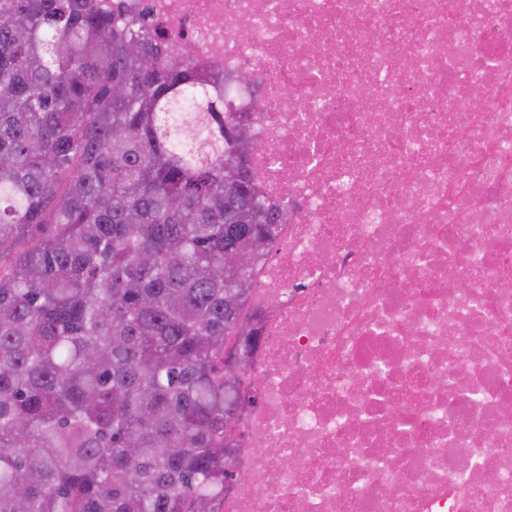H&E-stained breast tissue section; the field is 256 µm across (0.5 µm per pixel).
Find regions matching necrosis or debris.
I'll list each match as a JSON object with an SVG mask.
<instances>
[{
    "label": "necrosis or debris",
    "instance_id": "4bbe7bcc",
    "mask_svg": "<svg viewBox=\"0 0 512 512\" xmlns=\"http://www.w3.org/2000/svg\"><path fill=\"white\" fill-rule=\"evenodd\" d=\"M449 1L109 0L265 100L217 512H512V0Z\"/></svg>",
    "mask_w": 512,
    "mask_h": 512
}]
</instances>
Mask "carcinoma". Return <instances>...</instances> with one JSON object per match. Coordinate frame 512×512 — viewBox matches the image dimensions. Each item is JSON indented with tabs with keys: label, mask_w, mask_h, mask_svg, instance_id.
Here are the masks:
<instances>
[{
	"label": "carcinoma",
	"mask_w": 512,
	"mask_h": 512,
	"mask_svg": "<svg viewBox=\"0 0 512 512\" xmlns=\"http://www.w3.org/2000/svg\"><path fill=\"white\" fill-rule=\"evenodd\" d=\"M255 143L218 65L106 0H0V512L224 497V366L279 233Z\"/></svg>",
	"instance_id": "carcinoma-1"
}]
</instances>
